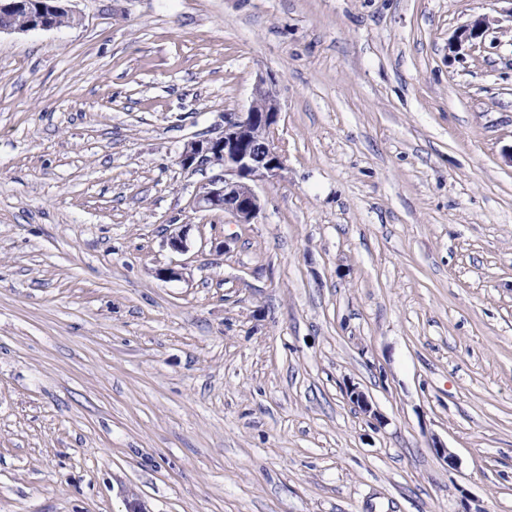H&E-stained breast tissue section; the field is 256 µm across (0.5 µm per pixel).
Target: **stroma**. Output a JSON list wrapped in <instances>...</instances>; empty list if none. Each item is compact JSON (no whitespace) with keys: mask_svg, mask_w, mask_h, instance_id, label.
I'll return each instance as SVG.
<instances>
[{"mask_svg":"<svg viewBox=\"0 0 512 512\" xmlns=\"http://www.w3.org/2000/svg\"><path fill=\"white\" fill-rule=\"evenodd\" d=\"M69 6L0 34V512H512V0ZM262 76L286 170L194 211ZM493 21L488 16H482L475 19L470 25L465 26L455 37L456 49L461 48L466 42L473 44V40L482 37Z\"/></svg>","mask_w":512,"mask_h":512,"instance_id":"35a3bbf8","label":"stroma"}]
</instances>
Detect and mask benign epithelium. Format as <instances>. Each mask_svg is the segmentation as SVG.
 Here are the masks:
<instances>
[{
  "instance_id": "obj_1",
  "label": "benign epithelium",
  "mask_w": 512,
  "mask_h": 512,
  "mask_svg": "<svg viewBox=\"0 0 512 512\" xmlns=\"http://www.w3.org/2000/svg\"><path fill=\"white\" fill-rule=\"evenodd\" d=\"M31 12L30 0H0V33H27L49 30L42 22H30L24 28L14 27L8 19L18 12ZM492 19L482 16L465 26L455 37L456 48L483 36ZM281 106L274 81L257 80L250 106L245 112L224 115V130L217 136L188 143L181 153L186 169L210 171L206 181L192 199L198 212L222 211L237 224H252L262 205L255 190L257 182L277 178L286 169V156L277 137ZM189 225L181 224L168 238L177 252L187 251ZM348 399L366 414L373 413L367 396L356 387L346 391Z\"/></svg>"
}]
</instances>
